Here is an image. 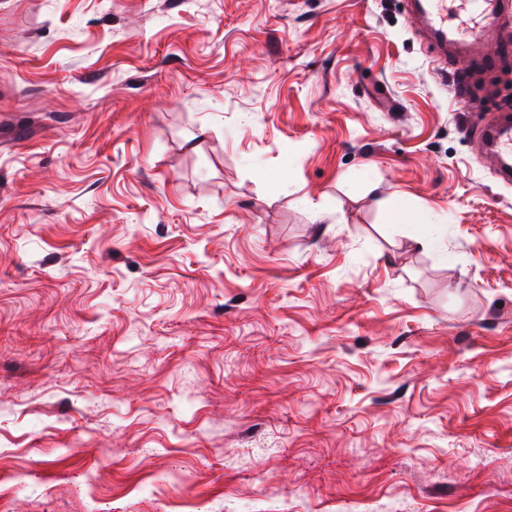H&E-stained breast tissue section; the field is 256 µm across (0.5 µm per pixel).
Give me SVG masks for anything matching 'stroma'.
<instances>
[{
  "label": "stroma",
  "mask_w": 512,
  "mask_h": 512,
  "mask_svg": "<svg viewBox=\"0 0 512 512\" xmlns=\"http://www.w3.org/2000/svg\"><path fill=\"white\" fill-rule=\"evenodd\" d=\"M438 68L406 0H0L11 512H512V69ZM481 154L497 161L496 175L504 184H512V113L495 112L472 134Z\"/></svg>",
  "instance_id": "obj_1"
}]
</instances>
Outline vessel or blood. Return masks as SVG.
Here are the masks:
<instances>
[{"instance_id":"obj_1","label":"vessel or blood","mask_w":512,"mask_h":512,"mask_svg":"<svg viewBox=\"0 0 512 512\" xmlns=\"http://www.w3.org/2000/svg\"><path fill=\"white\" fill-rule=\"evenodd\" d=\"M410 6L413 15L422 19L437 48H454L473 55V69L453 78L456 98L473 101L484 80L504 59L512 57V46L494 39L497 23L505 13L512 12V0H460L453 9L449 8L448 0H410ZM472 137L481 154L496 160L498 179L512 184V113H493L474 130Z\"/></svg>"}]
</instances>
